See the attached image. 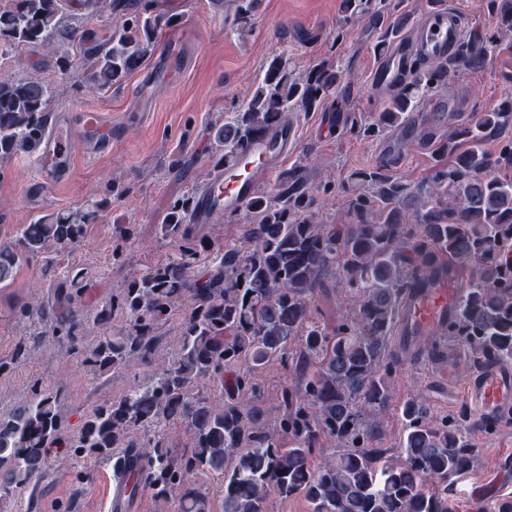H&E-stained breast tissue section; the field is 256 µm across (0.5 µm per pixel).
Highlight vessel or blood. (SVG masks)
I'll return each mask as SVG.
<instances>
[{
    "label": "vessel or blood",
    "instance_id": "obj_1",
    "mask_svg": "<svg viewBox=\"0 0 512 512\" xmlns=\"http://www.w3.org/2000/svg\"><path fill=\"white\" fill-rule=\"evenodd\" d=\"M464 27L461 13L453 7L428 11L414 35L396 40L375 70V81L385 85L400 74L405 58L419 54L440 59L459 43ZM65 121L70 137L51 135L38 163L42 187H49L67 178L71 167L73 143H80L98 152L112 147V124L104 109L84 108ZM298 138L295 124L287 123L253 139L238 155L237 165L230 170H217L206 187L192 203L191 223H209L214 214L243 211L255 194L263 176L271 173L294 147ZM460 288L455 278L445 275L432 277L420 289L410 292L403 305L401 331L409 336H423L443 328L450 313L456 309ZM465 394L478 415L487 422H498L512 416V367L486 365L475 370L465 388ZM112 473L110 506L121 512L125 496L136 477L137 461L120 454L108 459Z\"/></svg>",
    "mask_w": 512,
    "mask_h": 512
}]
</instances>
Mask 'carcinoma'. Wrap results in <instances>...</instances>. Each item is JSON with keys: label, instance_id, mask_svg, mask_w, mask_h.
<instances>
[{"label": "carcinoma", "instance_id": "carcinoma-1", "mask_svg": "<svg viewBox=\"0 0 512 512\" xmlns=\"http://www.w3.org/2000/svg\"><path fill=\"white\" fill-rule=\"evenodd\" d=\"M370 0H343L345 20L370 12ZM67 0H12L0 11V38L39 44L58 54L62 66L87 40L83 24L68 14ZM497 32H512V0H491ZM92 13L124 16L121 28L91 52L85 80L110 87L138 69L156 49V32L172 18L155 0H82ZM495 37L461 41L445 61L415 57L405 77L373 122L371 136L402 125L433 89L457 71L485 65ZM342 78L323 62L304 79L293 76L288 58L274 57L263 80L232 121L219 127L215 165L231 163L256 135L286 122L292 110L320 107ZM54 92L37 78L0 75V163L17 155L39 157L49 133ZM504 142L491 154L485 144ZM277 198L255 196L246 205L244 240L222 243L194 238L186 224L192 198L169 206L162 237L174 254L129 283L89 317L65 305L51 309L49 332L77 345L73 330L83 321L126 316L124 331H103L86 350L97 375L130 363H150L155 329L176 304L189 298L180 324L176 356L121 399L96 407L74 435L62 430V390L32 385L26 404L0 415V481L16 486L41 473L47 455L65 448L76 458L110 456L132 448L131 436L154 432L139 451L138 474L154 495L178 497L177 512H208L191 479L218 472L224 481V512H264L267 498L300 494L313 512H448L442 486L470 471L475 450L448 418L408 398L400 405L399 456L372 447L379 414L389 406L397 366L426 356L437 359L436 334L393 339L405 295L441 266L468 273L448 335L486 363L512 362V100L469 120L434 149V165L421 183L388 173L384 166L359 168L323 194L342 193L351 221L322 224L314 197L297 165L277 177ZM88 213L65 211L24 224L15 244H0V284L24 254L58 253L78 243ZM205 269L197 270L202 257ZM339 276L357 297L340 306L330 328L313 317L318 293ZM43 308L31 314L44 318ZM291 361L298 385L283 391L276 423L257 379L275 359ZM211 384L223 401L195 392ZM181 424L192 450L174 454L167 428ZM343 446L321 459L326 437Z\"/></svg>", "mask_w": 512, "mask_h": 512}]
</instances>
